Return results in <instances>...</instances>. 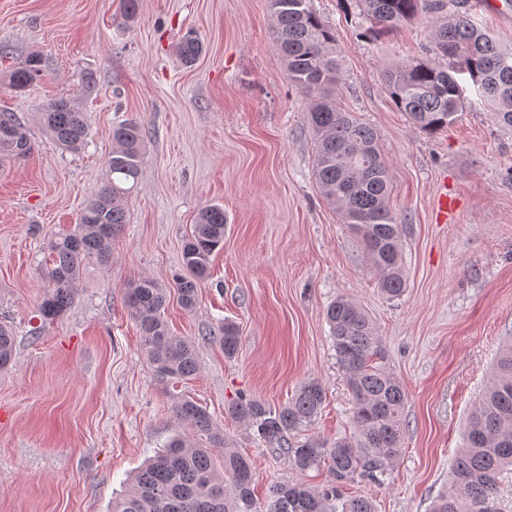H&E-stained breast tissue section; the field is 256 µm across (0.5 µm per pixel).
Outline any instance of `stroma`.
<instances>
[{"label": "stroma", "mask_w": 512, "mask_h": 512, "mask_svg": "<svg viewBox=\"0 0 512 512\" xmlns=\"http://www.w3.org/2000/svg\"><path fill=\"white\" fill-rule=\"evenodd\" d=\"M311 5L336 32V103L376 130L390 165L405 259L397 298L382 293L360 237L314 179L310 101L274 48L269 0H139L132 24L122 0H0V112L14 113L32 147L0 163V323L15 338L14 364L0 372V512H109L130 475L180 431L173 406L183 398L251 458L259 499L281 482L324 488L325 471L292 468L224 408L242 396L277 406L315 379L327 398L309 435L358 442L325 320L339 296L369 312L384 366L408 395L395 467L383 484L359 480L344 495L371 498L376 512H428L447 489L469 412L512 342V129L471 88L434 134L395 106L383 73L432 57L429 16L382 32L357 0ZM473 16L512 43V0H481ZM189 30L203 50L187 66L176 47ZM33 54L40 77L12 90L8 72ZM61 95L89 128L76 153L43 125ZM130 118L146 130L144 173L112 260L89 265L72 305L42 322L48 240L74 229L101 186L113 125ZM444 189L457 199L445 223L436 214ZM212 203L224 207V248L195 309L174 296L165 309L200 368L163 382L141 353L124 289L140 277L172 288L183 242ZM227 321L240 336L231 359L217 341Z\"/></svg>", "instance_id": "35a3bbf8"}]
</instances>
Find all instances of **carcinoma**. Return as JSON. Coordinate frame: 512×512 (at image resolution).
Wrapping results in <instances>:
<instances>
[{
	"instance_id": "carcinoma-1",
	"label": "carcinoma",
	"mask_w": 512,
	"mask_h": 512,
	"mask_svg": "<svg viewBox=\"0 0 512 512\" xmlns=\"http://www.w3.org/2000/svg\"><path fill=\"white\" fill-rule=\"evenodd\" d=\"M362 14L381 31H393L422 13H434L433 44L448 58L441 68L429 60L402 62L385 71L386 88L400 111L420 130L433 134L448 128L464 100L466 87L477 89L497 119L512 126V45L500 44L471 18L468 0H357ZM272 10L274 45L288 79L311 101L309 117L316 135L314 175L326 200L360 235L381 291L389 297L404 292L401 229L389 197V165L377 132L353 113L336 106L332 93L341 81L336 33L313 10L311 0H280ZM202 50L189 31L178 43L181 60L191 64ZM40 59L30 57L9 74V86L23 90L40 75ZM43 120L56 142L72 152L86 143L84 114L70 98L48 104ZM9 133H4V130ZM112 153L101 189L83 208L77 228L52 235L53 267L50 290L40 307L51 322L70 306L86 264H109L112 241L127 223L126 203L143 176V129L128 120L112 127ZM31 145L10 112H0V157L24 159ZM224 206L213 204L198 214L191 236L183 244L186 275L174 279L181 305L196 307L197 280L210 274L211 257L224 247ZM167 289L150 278L133 280L125 304L139 325L142 351L154 375L162 380H186L199 370L194 342L172 335L164 317ZM326 321L353 402V419L360 442L333 444L308 438L293 448L288 436L314 424L326 401L316 380L303 383L288 402L276 407L259 398H241L225 414L255 432L266 445L280 450L290 465L306 472L327 468L329 487L303 484L274 486L261 504L254 494L252 462L224 435L209 412L183 399L174 406L187 433L173 437L165 448L134 475L128 488L112 500V512H375L367 497L346 498L341 488L358 480L381 481L403 445L407 395L380 361L385 350L378 329L365 309L338 297L326 310ZM236 327L224 323L220 345L224 357L235 355ZM14 358V337L0 324V371ZM224 449L221 462L212 449ZM512 466V344L497 361L490 386L473 407L462 450L449 471L448 491L430 512H485L497 507L504 470Z\"/></svg>"
}]
</instances>
